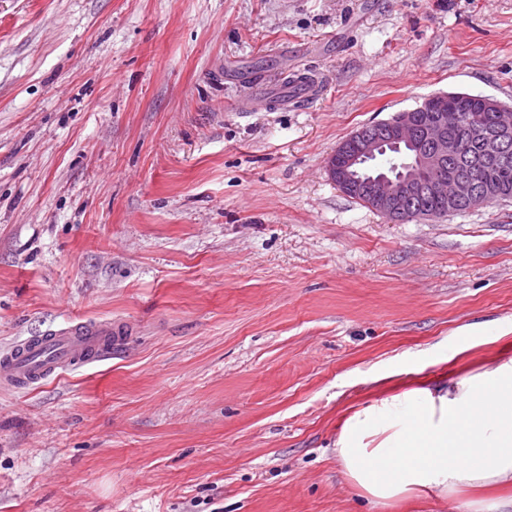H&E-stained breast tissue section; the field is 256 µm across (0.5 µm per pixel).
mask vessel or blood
I'll return each instance as SVG.
<instances>
[{
  "label": "vessel or blood",
  "mask_w": 512,
  "mask_h": 512,
  "mask_svg": "<svg viewBox=\"0 0 512 512\" xmlns=\"http://www.w3.org/2000/svg\"><path fill=\"white\" fill-rule=\"evenodd\" d=\"M120 327L111 322H66L43 336H33L0 353V380L20 386L39 384L59 369H90L112 354Z\"/></svg>",
  "instance_id": "b4317fda"
}]
</instances>
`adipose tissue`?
I'll list each match as a JSON object with an SVG mask.
<instances>
[{
    "label": "adipose tissue",
    "instance_id": "adipose-tissue-1",
    "mask_svg": "<svg viewBox=\"0 0 512 512\" xmlns=\"http://www.w3.org/2000/svg\"><path fill=\"white\" fill-rule=\"evenodd\" d=\"M334 452L345 482L371 504L433 497L512 512V355L359 408Z\"/></svg>",
    "mask_w": 512,
    "mask_h": 512
}]
</instances>
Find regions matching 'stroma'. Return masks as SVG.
Wrapping results in <instances>:
<instances>
[{
  "mask_svg": "<svg viewBox=\"0 0 512 512\" xmlns=\"http://www.w3.org/2000/svg\"><path fill=\"white\" fill-rule=\"evenodd\" d=\"M448 92L512 106V0H0V352L128 329L0 387V512H383L336 432L512 344V200L392 222L326 162ZM112 320L67 321L43 336H32L0 356V378L20 386L40 384L67 366L94 368L112 356V336H121Z\"/></svg>",
  "mask_w": 512,
  "mask_h": 512,
  "instance_id": "35a3bbf8",
  "label": "stroma"
}]
</instances>
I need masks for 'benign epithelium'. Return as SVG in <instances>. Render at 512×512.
<instances>
[{
    "mask_svg": "<svg viewBox=\"0 0 512 512\" xmlns=\"http://www.w3.org/2000/svg\"><path fill=\"white\" fill-rule=\"evenodd\" d=\"M482 109L495 113L494 124L476 130L479 144V163L491 165L508 157L512 141V108L497 100L478 98ZM427 112L429 118L424 139L413 149L414 161L396 176L373 172L360 177L363 162H379L387 148L411 146L412 112ZM466 125V115L458 105L439 94L424 99L414 110L400 112L390 120L373 124L374 131L363 134L353 151L339 145L329 156L327 171L338 186L354 189L370 200L378 212L396 219H410L417 214V201L434 195L448 203V211L458 207L475 209L487 204L495 190L484 183L472 168L466 172L439 171L451 165L461 151L457 133Z\"/></svg>",
    "mask_w": 512,
    "mask_h": 512,
    "instance_id": "obj_1",
    "label": "benign epithelium"
}]
</instances>
